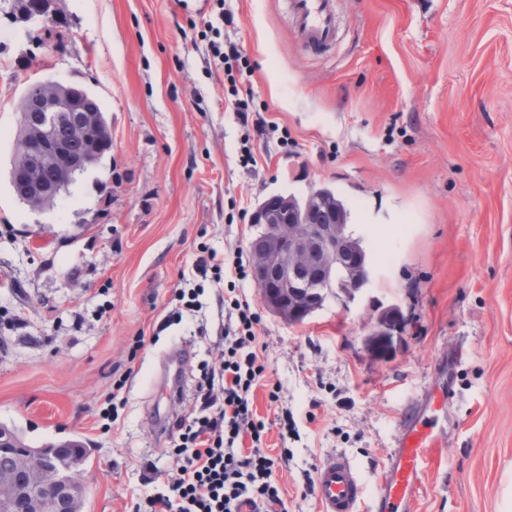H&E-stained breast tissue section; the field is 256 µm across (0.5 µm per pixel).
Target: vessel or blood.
<instances>
[{
    "instance_id": "obj_1",
    "label": "vessel or blood",
    "mask_w": 512,
    "mask_h": 512,
    "mask_svg": "<svg viewBox=\"0 0 512 512\" xmlns=\"http://www.w3.org/2000/svg\"><path fill=\"white\" fill-rule=\"evenodd\" d=\"M287 11L303 50L322 55L335 49L337 0H287ZM447 401L446 392L433 390L402 420L388 472L378 487L375 512H409L427 453L441 442L440 412ZM316 493L324 512H357L365 486L358 469L339 455L321 465Z\"/></svg>"
}]
</instances>
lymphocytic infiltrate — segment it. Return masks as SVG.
I'll return each mask as SVG.
<instances>
[{"instance_id":"1","label":"lymphocytic infiltrate","mask_w":512,"mask_h":512,"mask_svg":"<svg viewBox=\"0 0 512 512\" xmlns=\"http://www.w3.org/2000/svg\"><path fill=\"white\" fill-rule=\"evenodd\" d=\"M223 302L230 317L224 353L201 368L196 415L172 423L180 465L168 493L148 499L149 512H274L282 502L263 446L268 428L253 411L266 370L256 353L259 318L236 289Z\"/></svg>"}]
</instances>
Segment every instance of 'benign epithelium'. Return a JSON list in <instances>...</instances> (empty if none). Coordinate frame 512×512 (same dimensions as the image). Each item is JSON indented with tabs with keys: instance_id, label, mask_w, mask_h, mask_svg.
<instances>
[{
	"instance_id": "benign-epithelium-1",
	"label": "benign epithelium",
	"mask_w": 512,
	"mask_h": 512,
	"mask_svg": "<svg viewBox=\"0 0 512 512\" xmlns=\"http://www.w3.org/2000/svg\"><path fill=\"white\" fill-rule=\"evenodd\" d=\"M79 95L78 90L65 99L51 93L36 94L44 119L43 128L29 135L36 146V167L62 165L71 174L84 167L83 159L68 156L61 146L48 143L45 137L60 119L65 100ZM325 202L326 196L315 192L298 209L290 198L281 197L273 204L257 206L250 216V223L265 225L267 232L265 245L251 251L255 284L267 309L282 318L295 315L288 311L287 297L298 302L314 300L322 283L332 280L335 271L348 262L351 249L345 227L332 222L317 224L305 236L289 229L298 220L312 221L325 209ZM29 452L41 458L42 466L32 475L0 476V510L23 497L30 503V512H82L85 491L76 488L69 478L71 470L79 465L78 458L46 448H31Z\"/></svg>"
}]
</instances>
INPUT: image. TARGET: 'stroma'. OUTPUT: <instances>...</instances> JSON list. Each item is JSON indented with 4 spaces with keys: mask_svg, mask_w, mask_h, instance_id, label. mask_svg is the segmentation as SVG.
<instances>
[{
    "mask_svg": "<svg viewBox=\"0 0 512 512\" xmlns=\"http://www.w3.org/2000/svg\"><path fill=\"white\" fill-rule=\"evenodd\" d=\"M220 2L56 0L62 23L41 46L0 15V423L35 447L86 446L84 512L166 492L169 425L193 412L228 321L199 243L250 252L259 202L327 187L370 226L369 282L300 323L253 279L238 288L260 317L253 408L272 424L280 512H322L317 471L337 454L364 477L358 512H373L398 424L436 386L445 431L409 512H512V0H339L326 56L300 49L282 0H232L219 41L249 68L231 77L202 37ZM49 77L98 98L112 149L67 206L40 212L7 170L16 102ZM247 84L243 121L232 89ZM185 286L202 289L193 319L175 316ZM389 306L405 328L379 359L365 336ZM174 349L182 391L166 400Z\"/></svg>",
    "mask_w": 512,
    "mask_h": 512,
    "instance_id": "1",
    "label": "stroma"
}]
</instances>
